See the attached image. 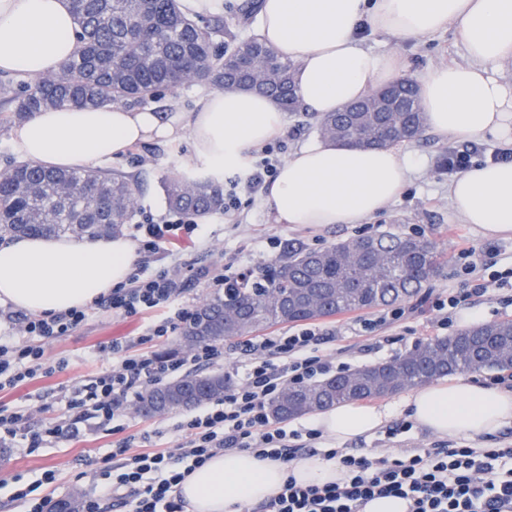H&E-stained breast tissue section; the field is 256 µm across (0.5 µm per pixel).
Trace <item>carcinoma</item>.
<instances>
[{"label":"carcinoma","mask_w":512,"mask_h":512,"mask_svg":"<svg viewBox=\"0 0 512 512\" xmlns=\"http://www.w3.org/2000/svg\"><path fill=\"white\" fill-rule=\"evenodd\" d=\"M69 11L77 56L51 76L11 90L9 120L67 106L159 99L192 83L217 90L249 87L286 112L300 111L292 84L295 63L254 37L215 41L224 23L199 25L179 0H69ZM315 129L351 146L418 140L425 131L418 86L404 78L371 101L316 119ZM163 191L176 212L202 217L224 208L223 186L205 176L174 173ZM139 193V185L121 173L10 162L0 169V238L111 237L132 220ZM445 262V253L423 236H360L322 249H290L264 282L226 288L198 305L180 330L177 349L393 305L416 296ZM511 369L512 321L490 322L419 344L390 362L284 390L269 403L268 414L287 420L455 373ZM231 386L221 372H188L147 389L138 399L140 415L152 419L196 408Z\"/></svg>","instance_id":"carcinoma-1"}]
</instances>
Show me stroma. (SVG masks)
Segmentation results:
<instances>
[{
    "mask_svg": "<svg viewBox=\"0 0 512 512\" xmlns=\"http://www.w3.org/2000/svg\"><path fill=\"white\" fill-rule=\"evenodd\" d=\"M366 48L387 53L399 51L406 59L410 73H419L437 64L466 63L467 56L456 41L452 30L446 29L420 38H397L387 34H366ZM454 139H444L433 133L401 144V151L418 156L421 166L412 172L401 195L382 213L361 224H327L303 226L274 224L268 216L266 197H258L249 207L242 223L231 224L223 217H202L201 236L196 243L178 240L177 244L156 254H140L139 261L148 270L190 263L197 267L223 268L257 264L270 269L282 259L289 247L302 246L319 249L359 235L394 233L403 236L421 235L433 241L448 256V265L440 275L413 298V309L405 319L381 323L383 309L362 314L346 313L323 319L322 324L336 330L335 342L326 352L333 363L345 364L347 370L384 363L393 360L416 345L434 338H444L463 329L462 321H455L448 329H441L438 318L430 306L438 294H453L462 288L466 276L463 272L465 258L463 248L472 247L485 251L487 259L496 270L512 266V237L487 238L479 234L473 225L463 223L456 216L448 199V175L439 173L437 164L442 151L457 147ZM107 171H114L137 180L141 185L138 208L132 225L124 234L134 237V227L145 217L168 216L161 182L176 172L208 174V166L196 158L188 139L166 143H142L132 146L126 155L107 164ZM460 313H473L481 322L488 323L512 318V287L493 286L484 298L466 302ZM376 321L373 331L358 333L356 321ZM143 323L142 317L115 318L111 314H92L84 326L74 335L45 341L48 359L64 358L68 366L61 373L40 378L11 390L0 392V405L13 406L27 402L31 395L50 394L58 387L82 380L94 374L101 366L100 346L112 340H124L137 336ZM402 393L388 395L387 403L393 407L389 419L370 436L345 441L348 450L368 456L377 454L399 457L411 448H512V423L505 424L497 433L477 439L465 437L441 438L413 426L402 405ZM111 435L103 431L89 432L78 441L63 442L52 448H43L28 455L14 448L0 450V512H20L11 500L14 475L40 469H52L58 474L57 483L51 488L52 497L66 495L72 488L91 490L92 484L85 479V471L110 448Z\"/></svg>",
    "mask_w": 512,
    "mask_h": 512,
    "instance_id": "obj_1",
    "label": "stroma"
}]
</instances>
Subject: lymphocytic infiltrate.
<instances>
[{
	"mask_svg": "<svg viewBox=\"0 0 512 512\" xmlns=\"http://www.w3.org/2000/svg\"><path fill=\"white\" fill-rule=\"evenodd\" d=\"M278 164V158L267 149L243 174L228 178L224 184L225 215L253 203L275 178ZM197 229L192 215L186 213L164 224L139 225L140 249L159 252L173 238L192 236ZM464 256L469 273L465 288L437 296L432 302L444 327L452 324L453 313L462 303L484 297L490 283L512 279V267L488 278L479 276L475 249H466ZM186 284L180 268L150 273L139 265L125 282L113 286L92 305L36 316L20 311L5 315L18 333L0 336V391L65 369L67 360L46 359L42 342L76 332L93 311L146 318L139 336L112 342L108 348L111 363L93 376L62 386L56 395L37 396L35 404L0 407V444H11L29 454L95 429L115 434V442L92 473L94 489L85 496L81 512H101L106 499L126 512H186L177 486L209 459L231 450H248L258 458L286 464L319 455L336 461L342 471L340 479L322 485L304 486L288 478L280 492L256 505L254 512H364L371 501L389 497L405 500L407 512H512V448H415L401 458H373L343 448H316L322 431L290 432L270 420L267 406L285 386L304 385L332 371L333 364L322 347L335 341L336 332L317 326L249 341L240 362L241 384L205 410L182 417L171 430H152V437L158 439L175 434V449L135 451L136 438L126 434L123 421L128 395L224 355L220 345L201 347L177 358L149 351L150 342L174 333L191 314ZM36 409L47 412L48 418L34 429L30 421ZM56 480L53 470L32 474L15 487L12 500L23 512H50L48 490Z\"/></svg>",
	"mask_w": 512,
	"mask_h": 512,
	"instance_id": "1",
	"label": "lymphocytic infiltrate"
}]
</instances>
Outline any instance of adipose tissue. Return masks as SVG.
I'll return each instance as SVG.
<instances>
[{
  "label": "adipose tissue",
  "mask_w": 512,
  "mask_h": 512,
  "mask_svg": "<svg viewBox=\"0 0 512 512\" xmlns=\"http://www.w3.org/2000/svg\"><path fill=\"white\" fill-rule=\"evenodd\" d=\"M372 32L419 37L453 29L469 61L417 74L427 125L444 137H495L512 145V88L496 76L512 62V0H259L255 33L298 70L306 112L321 116L403 78L405 58L363 46ZM67 0H0V72L37 79L59 70L78 51ZM287 118L271 98L251 91H214L195 109L164 121L152 110L112 105L63 107L17 122L10 145L45 168L99 165L140 142L190 136L197 158L214 172L244 167L250 151L283 133ZM417 157L396 148L303 144L269 188L275 224H361L402 192ZM448 197L465 223L483 236H512V161L458 173ZM138 259L126 238L74 241L24 236L0 246V302L39 314L91 304L124 282ZM418 426L440 437L477 438L512 422V393L471 376H454L411 392L404 401ZM387 405L352 401L317 412L313 428L337 442L374 434ZM324 484L340 478L334 462L316 455L284 464L248 451L214 457L180 486L190 512H240L246 502L274 496L287 477Z\"/></svg>",
  "instance_id": "obj_1"
}]
</instances>
